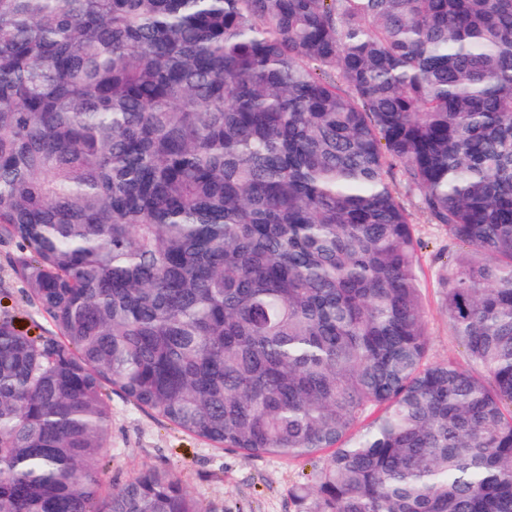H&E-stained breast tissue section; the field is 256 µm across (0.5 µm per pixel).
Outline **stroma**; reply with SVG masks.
Here are the masks:
<instances>
[{
  "label": "stroma",
  "mask_w": 512,
  "mask_h": 512,
  "mask_svg": "<svg viewBox=\"0 0 512 512\" xmlns=\"http://www.w3.org/2000/svg\"><path fill=\"white\" fill-rule=\"evenodd\" d=\"M394 191L410 215L416 237L424 244L419 278L430 339L428 359L467 366L465 350L448 323L442 284L463 248L449 242L445 227L431 223L417 192L400 181L395 182ZM17 252L14 241L0 239V307L32 334L53 331V324L27 298L25 286L13 270ZM111 407L108 464L103 475L110 484L125 483L152 468L168 467L178 473L203 512H294L290 491L313 470L312 463L302 459L215 450L153 418L117 391L111 394Z\"/></svg>",
  "instance_id": "obj_1"
}]
</instances>
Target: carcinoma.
I'll return each mask as SVG.
<instances>
[{
    "mask_svg": "<svg viewBox=\"0 0 512 512\" xmlns=\"http://www.w3.org/2000/svg\"><path fill=\"white\" fill-rule=\"evenodd\" d=\"M465 247L427 359L423 244ZM57 333L0 318V512L101 492L108 389L314 460L295 512H512V0H0V238ZM394 191L410 214L416 237L425 245L420 253L419 278L426 312V329L430 339L428 360H449L458 366L468 367L465 350L458 343L448 323L442 284V279L455 259L465 251V247L451 244L445 227L431 223L417 192L409 191L399 179L394 181Z\"/></svg>",
    "mask_w": 512,
    "mask_h": 512,
    "instance_id": "obj_1",
    "label": "carcinoma"
}]
</instances>
